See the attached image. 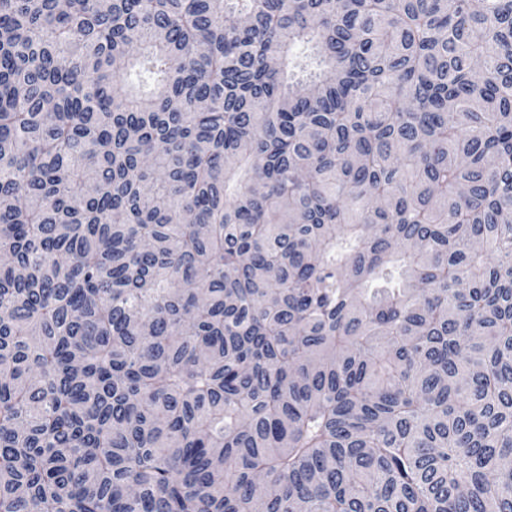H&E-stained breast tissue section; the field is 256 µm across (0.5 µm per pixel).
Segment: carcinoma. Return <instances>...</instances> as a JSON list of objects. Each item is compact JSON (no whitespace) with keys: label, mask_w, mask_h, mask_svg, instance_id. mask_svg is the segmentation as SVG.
<instances>
[{"label":"carcinoma","mask_w":512,"mask_h":512,"mask_svg":"<svg viewBox=\"0 0 512 512\" xmlns=\"http://www.w3.org/2000/svg\"><path fill=\"white\" fill-rule=\"evenodd\" d=\"M0 512H512V0H0Z\"/></svg>","instance_id":"cac0c4a2"}]
</instances>
